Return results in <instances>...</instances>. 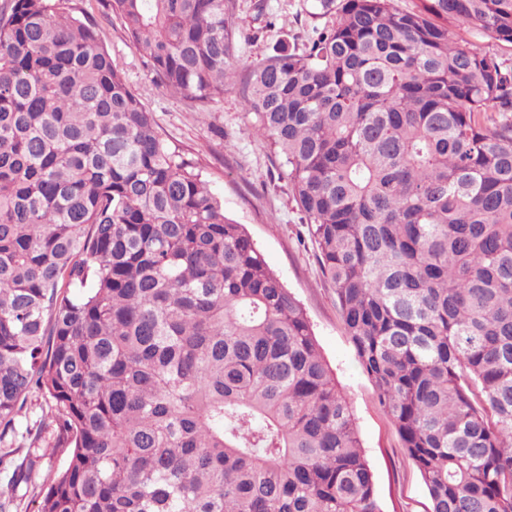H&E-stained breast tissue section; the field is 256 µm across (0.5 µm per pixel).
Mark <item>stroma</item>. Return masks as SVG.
I'll list each match as a JSON object with an SVG mask.
<instances>
[{
	"label": "stroma",
	"instance_id": "obj_1",
	"mask_svg": "<svg viewBox=\"0 0 512 512\" xmlns=\"http://www.w3.org/2000/svg\"><path fill=\"white\" fill-rule=\"evenodd\" d=\"M237 73L224 98L207 110L192 108L161 86L150 66L128 44L121 24L101 0H72L86 9L130 87L152 113L158 132L194 159L224 212L245 225L268 267L304 307L321 353L354 413L365 458L374 474L383 512H429L423 480L402 448L360 366L323 277L303 212L289 192L282 161L251 131L243 107L248 65L280 45H303L328 17L318 0H233Z\"/></svg>",
	"mask_w": 512,
	"mask_h": 512
}]
</instances>
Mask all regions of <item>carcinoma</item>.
I'll return each instance as SVG.
<instances>
[{"label": "carcinoma", "mask_w": 512, "mask_h": 512, "mask_svg": "<svg viewBox=\"0 0 512 512\" xmlns=\"http://www.w3.org/2000/svg\"><path fill=\"white\" fill-rule=\"evenodd\" d=\"M253 63L359 364L430 512H512V0H320ZM167 90L235 75L226 0H108ZM68 449L24 512H382L302 305L69 0L0 7V440ZM0 512L39 456L12 449ZM45 408L46 404L38 393H33L30 395L26 409L22 413V417H19L17 421L19 436L12 441L11 448L4 450L18 448L20 454H25L28 448H46L48 442L53 441L52 433L48 431L42 433V438L40 440L34 441L33 436L35 434V427L32 431L31 437H27L25 434L24 436H26V438L21 437V433L25 432L27 425L29 427H33L38 424L39 420L42 418Z\"/></svg>", "instance_id": "cac0c4a2"}]
</instances>
